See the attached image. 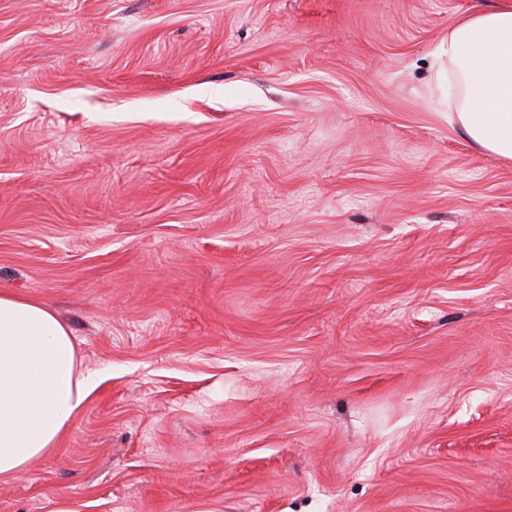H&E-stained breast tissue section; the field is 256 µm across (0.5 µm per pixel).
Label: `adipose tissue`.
<instances>
[{
    "mask_svg": "<svg viewBox=\"0 0 512 512\" xmlns=\"http://www.w3.org/2000/svg\"><path fill=\"white\" fill-rule=\"evenodd\" d=\"M456 119L474 144L512 161V0L448 33ZM95 385L80 374L73 334L45 303L0 292V478L55 448Z\"/></svg>",
    "mask_w": 512,
    "mask_h": 512,
    "instance_id": "adipose-tissue-1",
    "label": "adipose tissue"
}]
</instances>
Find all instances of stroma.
<instances>
[{"label":"stroma","mask_w":512,"mask_h":512,"mask_svg":"<svg viewBox=\"0 0 512 512\" xmlns=\"http://www.w3.org/2000/svg\"><path fill=\"white\" fill-rule=\"evenodd\" d=\"M502 0H0V291L97 376L0 512H512V161L439 51Z\"/></svg>","instance_id":"1"}]
</instances>
